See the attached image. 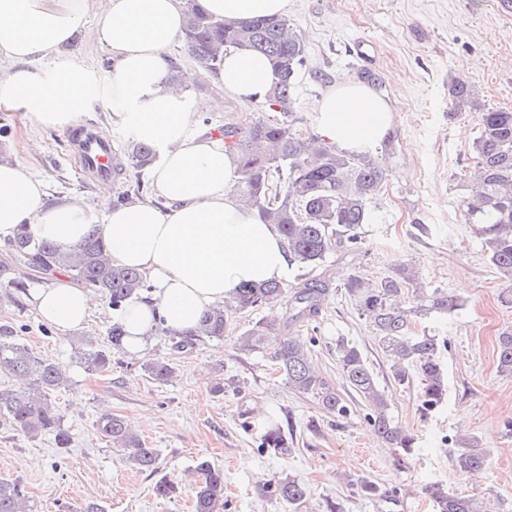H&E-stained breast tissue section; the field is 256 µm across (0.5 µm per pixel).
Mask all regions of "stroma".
<instances>
[{"label": "stroma", "mask_w": 512, "mask_h": 512, "mask_svg": "<svg viewBox=\"0 0 512 512\" xmlns=\"http://www.w3.org/2000/svg\"><path fill=\"white\" fill-rule=\"evenodd\" d=\"M288 17L306 42V64L295 85L294 128L318 134L317 105L328 86L351 81L362 66L353 54L357 41L373 46L375 65L385 83L391 125L376 144L388 178L369 205L364 239L357 249L341 248L317 271L291 269L295 286L317 276L329 285L319 314L297 328L310 341L316 370L346 400L350 411L339 418L308 395L289 390L268 354L244 351L237 335L251 322L283 316V306L234 318L223 338L204 339L176 349L175 336L153 331L143 353H113L107 371L88 370L80 350H105L107 333L119 313L100 299L87 327L64 332L43 322L24 288L0 283V326L39 358L65 366L69 385L55 396L71 435L60 447L53 434L30 438L0 425V479L19 481L37 512H80L97 503L104 512H193L194 468L205 458L224 471L225 512H291L271 496L274 478L295 479L309 490L302 512H324L326 501L343 512H395L382 497L393 487L404 497L396 512H433L424 493L440 483L449 491L484 496L512 512V377L497 369V340L512 327V307L502 304L504 281L485 260L480 241L465 224L460 201L470 188L463 179L473 161L479 115L450 98L453 78L468 81L486 107L512 110V16L498 13L492 0H290ZM191 95L220 98L222 110L210 113L207 132L217 133L230 119L269 118L261 102L226 97L221 84L196 77ZM0 156L39 168L46 180V204L69 200L96 208L103 192L152 197L149 170L126 168L108 188L87 183L71 159L67 133L36 126L23 112L0 110ZM411 264L426 288L457 298L461 309L415 318L416 336H443L441 353L448 399L423 415L420 386L399 385L377 333L361 316L343 287L354 274L380 281L399 262ZM364 353L388 411L399 426L417 438V450L399 467L391 449L375 434L368 407L356 399L336 356L338 339ZM160 358L175 368L172 382L161 384L142 369ZM223 392H215L216 384ZM122 416L147 447L159 454L156 472L131 467L122 452L96 433L101 414ZM276 421L288 439L283 454L262 451L261 436ZM477 438L490 460L489 469L473 477L454 470L450 452L465 439ZM177 482L169 498L154 492L161 479ZM377 495H366L364 482Z\"/></svg>", "instance_id": "1"}]
</instances>
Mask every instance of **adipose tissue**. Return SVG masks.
<instances>
[{
  "label": "adipose tissue",
  "mask_w": 512,
  "mask_h": 512,
  "mask_svg": "<svg viewBox=\"0 0 512 512\" xmlns=\"http://www.w3.org/2000/svg\"><path fill=\"white\" fill-rule=\"evenodd\" d=\"M290 0H202L217 16L238 21L287 15ZM92 17V39L106 48L114 66L102 79L89 78L62 51ZM184 25L182 0H0V55L16 69L0 72V108L18 109L36 124L63 128L107 88L112 110L127 135L151 145L158 162L151 171L154 200L102 211L70 202L46 205V182L32 166L0 161V241L27 226L38 240L61 246L96 233L113 265L139 269L151 287L131 299L120 320L125 348L141 353L156 323L175 332L198 326L241 284L281 279L288 252L274 225L243 207L234 194L236 159L222 137L201 131L194 116L220 109L170 83L167 47ZM54 60L45 77L38 64ZM228 96L263 99L274 74L269 61L231 48L217 74ZM389 105L353 82L326 92L317 106L322 135L359 149L388 130ZM34 311L62 330L84 326L97 303L95 293L60 277L34 289Z\"/></svg>",
  "instance_id": "adipose-tissue-1"
}]
</instances>
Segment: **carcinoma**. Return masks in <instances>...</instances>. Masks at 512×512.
<instances>
[{"label": "carcinoma", "instance_id": "carcinoma-1", "mask_svg": "<svg viewBox=\"0 0 512 512\" xmlns=\"http://www.w3.org/2000/svg\"><path fill=\"white\" fill-rule=\"evenodd\" d=\"M185 53L195 62L196 71L213 73L229 47L248 48L266 56L277 75L263 100V107L286 117L294 112L293 89L297 73L306 63V45L288 18H256L236 21L215 17L200 0H183ZM449 93L458 103H466L480 114L479 133L474 141L473 166L464 177L479 185V191L461 201L465 223L476 227L485 258L510 285L504 300L512 303V112L486 108L472 87L455 79ZM224 148L238 162L235 193L240 203L254 208L267 224L276 225L288 251L289 264L301 269L322 266L332 251L361 243V227L368 220V206L387 179L382 161L365 148L350 151L316 136L297 133L282 120L255 119L245 126L227 122L221 132ZM132 167L144 169L155 159L146 144L133 143L127 149ZM105 245L89 235L63 251L52 241L34 242L24 232L17 234L0 258V275L15 286L33 279L31 262L43 276L65 271L83 287L96 288L115 309L147 289L143 276L134 268L108 265ZM415 281V272L405 262L396 264L393 275L373 284L361 276H351L343 284L358 303L361 314L370 319L379 343L391 357V374L400 384L417 379L424 415L445 401L448 392L440 361L448 340L438 336H412L413 318L432 312H451L459 301L436 290H414L410 306L401 294ZM328 284L311 279L288 288L279 280L261 285L243 284L234 289L224 304L210 309L199 327L176 342V348L193 345L194 338H222L233 318L259 310L271 303L286 305L282 322L260 319L237 336L245 350L269 351L276 371L288 388L313 396L322 409L338 416L348 408L335 389L321 378L309 360L307 344L294 335V326L317 313ZM498 370L512 376V329L498 336ZM337 357L350 388L369 407V421L382 441L393 449L398 465L414 454L416 438L394 424L388 414L384 393L361 350L347 341L337 345ZM91 371L112 367V355L104 350L83 352ZM144 370L158 382L174 375L170 363L153 359ZM0 373L25 381L19 389L0 388V421L31 438L53 432L62 446L70 443L61 428L62 416L53 405L52 394L67 384L63 366L34 356L18 343L12 331L0 328ZM97 433L112 442L124 458L139 471L158 470V454L124 422L112 414L95 421ZM262 448L281 454L288 450L283 431L276 424L266 427ZM451 466L462 472H482L487 454L479 440L471 438L465 448L449 455ZM198 480L193 490L194 512L224 510V470L206 459L195 467ZM269 493L300 509L308 497L307 488L296 480L277 479L268 484ZM437 512H493L489 499L448 492L439 483L425 488ZM0 512H32L28 497L17 481L0 480Z\"/></svg>", "mask_w": 512, "mask_h": 512}]
</instances>
